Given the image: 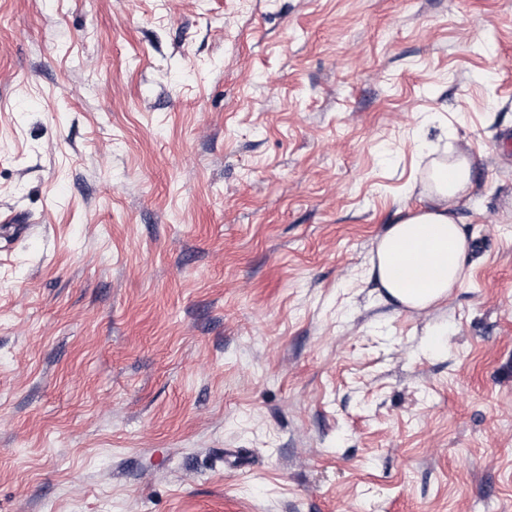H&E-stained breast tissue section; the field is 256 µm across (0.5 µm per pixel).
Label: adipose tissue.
I'll use <instances>...</instances> for the list:
<instances>
[{"label": "adipose tissue", "instance_id": "adipose-tissue-1", "mask_svg": "<svg viewBox=\"0 0 512 512\" xmlns=\"http://www.w3.org/2000/svg\"><path fill=\"white\" fill-rule=\"evenodd\" d=\"M425 206L406 211L380 236L371 270L386 293L405 308L423 311L445 301L464 271L469 244L448 212L472 185V160L449 157L433 170Z\"/></svg>", "mask_w": 512, "mask_h": 512}]
</instances>
